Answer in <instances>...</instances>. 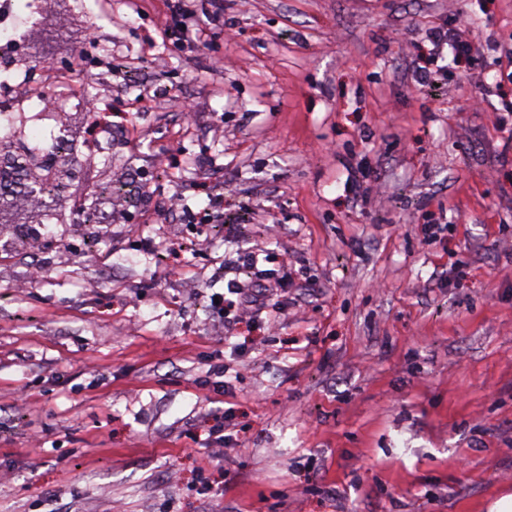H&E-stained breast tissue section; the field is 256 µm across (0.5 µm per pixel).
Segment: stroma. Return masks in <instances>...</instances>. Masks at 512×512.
Listing matches in <instances>:
<instances>
[{"label": "stroma", "mask_w": 512, "mask_h": 512, "mask_svg": "<svg viewBox=\"0 0 512 512\" xmlns=\"http://www.w3.org/2000/svg\"><path fill=\"white\" fill-rule=\"evenodd\" d=\"M169 3L47 0L63 32L29 35L67 62L95 31L137 80L89 71L64 106L108 86L128 113L76 182L126 201L48 222L38 258L0 249V512H490L512 493V0H184L204 51L163 45ZM439 26L482 65L443 50L424 88ZM199 152L224 204L175 258L138 188L201 211ZM259 276L283 305L215 304ZM428 41L434 46L431 51L443 49L445 45L452 50L453 60L458 68H461L464 73H469L475 66V52L472 42L466 35L465 30L456 29L452 32L451 37L448 38V30L441 27H436L430 31L427 36Z\"/></svg>", "instance_id": "obj_1"}]
</instances>
